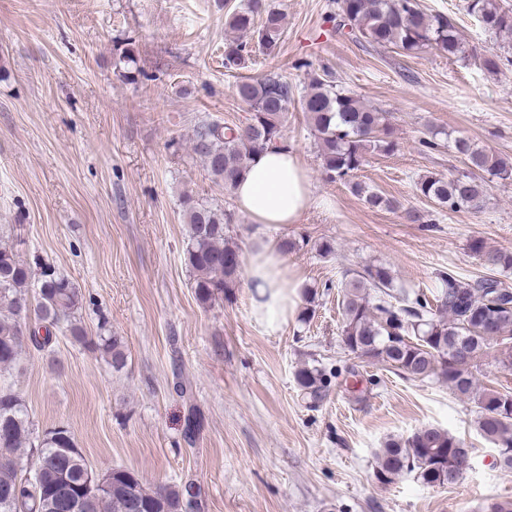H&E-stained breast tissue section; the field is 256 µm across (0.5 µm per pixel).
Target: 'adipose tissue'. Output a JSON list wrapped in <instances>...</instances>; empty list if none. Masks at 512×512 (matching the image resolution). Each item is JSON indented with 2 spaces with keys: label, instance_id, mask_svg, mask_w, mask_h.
I'll return each instance as SVG.
<instances>
[{
  "label": "adipose tissue",
  "instance_id": "adipose-tissue-1",
  "mask_svg": "<svg viewBox=\"0 0 512 512\" xmlns=\"http://www.w3.org/2000/svg\"><path fill=\"white\" fill-rule=\"evenodd\" d=\"M233 195L239 211L255 224L247 264L253 317L270 331L295 321L299 281L274 230L300 221L313 203L310 177L288 145L265 149L249 162Z\"/></svg>",
  "mask_w": 512,
  "mask_h": 512
}]
</instances>
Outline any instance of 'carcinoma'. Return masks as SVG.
Masks as SVG:
<instances>
[{
	"mask_svg": "<svg viewBox=\"0 0 512 512\" xmlns=\"http://www.w3.org/2000/svg\"><path fill=\"white\" fill-rule=\"evenodd\" d=\"M342 28L375 46H395L406 54L434 48L448 59L464 54L461 32L445 14H431L420 0H337ZM483 28L497 38L512 37V9L499 0H472L467 7ZM235 37L224 46V67L237 69L251 53L245 37L272 52L283 40L284 15L272 0H248L226 14ZM114 67L134 82L141 75L138 54L128 38L116 49ZM235 95L251 109L245 125L202 121L190 139L192 153L211 178L231 189L252 156L283 142L282 122L293 92L276 76L255 80L242 77L233 84ZM301 110L317 142L323 171L332 182H348L373 154H390L398 143L385 113L333 82L312 76L300 97ZM456 152L482 172L448 177L432 175L418 183L419 192L450 211L478 210L493 182H512V162L454 139ZM189 244L185 264L193 274L197 300L210 304L233 294L240 283L237 249L224 238L228 215L207 205L186 209ZM481 265L494 271L512 267V255L488 248L480 239L470 243ZM37 277L35 297L29 280ZM442 287L427 294L392 288L389 271L366 266L346 275L340 283L342 323L340 336L354 344L358 359L387 365L411 380L436 378L461 397L473 398L479 434L493 443L498 462L512 471V390L478 391L472 368L491 344L500 347L498 364L512 371V287L484 275L463 277L454 271L440 273ZM373 289L372 296L368 289ZM82 295L68 277L49 263L38 270L19 260L13 249L0 245V372L15 368L26 347L42 350L63 327L72 338L100 353L116 371L127 362L121 337L105 327L89 335L77 319ZM295 382L311 405L329 395L326 370L304 364ZM34 457L33 479L18 476L23 455ZM468 449L454 435L424 426L406 438H390L377 452L375 479L389 484L404 474L433 487L457 483L465 469ZM93 473L70 432L49 430L34 441L33 428L21 397L9 385H0V512H63L61 502L76 499L79 512H195L189 499L191 486L147 484L136 473L112 468L104 473L105 485L89 479Z\"/></svg>",
	"mask_w": 512,
	"mask_h": 512,
	"instance_id": "obj_1",
	"label": "carcinoma"
}]
</instances>
